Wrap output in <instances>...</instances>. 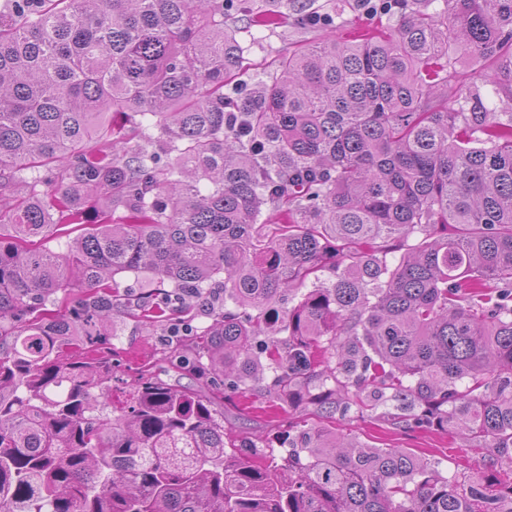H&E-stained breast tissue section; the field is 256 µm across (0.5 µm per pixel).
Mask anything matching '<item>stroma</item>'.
Listing matches in <instances>:
<instances>
[{
  "mask_svg": "<svg viewBox=\"0 0 512 512\" xmlns=\"http://www.w3.org/2000/svg\"><path fill=\"white\" fill-rule=\"evenodd\" d=\"M312 11L318 14H330L335 18L333 26L323 28L302 23L299 11L290 9L281 17L278 24L256 26L248 17L233 12L226 19L228 27L235 31L236 37L245 49L243 67L239 75L240 82L253 83L268 79L272 72V63L288 51L318 43L326 38L344 40L353 29H375L380 27V13L369 12L359 0H314ZM151 283L142 277L127 275L119 280L120 307L108 323L102 327L105 348L114 350L112 398L116 404H124L131 395L123 381L137 369L154 366H171L179 357L195 351V335L211 322L209 312L195 308L191 321L192 335L178 343L166 340L167 327L156 323L146 326L130 320L121 309L133 305L137 297L151 290ZM243 398L235 396L224 403V422L243 436L260 435L274 439L277 431L268 424L267 413L256 410L249 416H240L238 408ZM340 432L355 431L361 439L380 447L408 448L416 453L435 456L442 461L444 474L457 472L479 474L485 471L486 463L482 456L470 451L466 441L456 433L446 434L435 431L401 432L392 426L374 419H346L337 421Z\"/></svg>",
  "mask_w": 512,
  "mask_h": 512,
  "instance_id": "35a3bbf8",
  "label": "stroma"
}]
</instances>
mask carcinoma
<instances>
[{"mask_svg": "<svg viewBox=\"0 0 512 512\" xmlns=\"http://www.w3.org/2000/svg\"><path fill=\"white\" fill-rule=\"evenodd\" d=\"M6 2L0 512H512V0H398L251 87L245 0ZM129 273L145 324L224 307L117 406L95 346ZM255 391L311 406L279 463L224 428ZM369 413L457 429L494 475L333 427Z\"/></svg>", "mask_w": 512, "mask_h": 512, "instance_id": "carcinoma-1", "label": "carcinoma"}]
</instances>
